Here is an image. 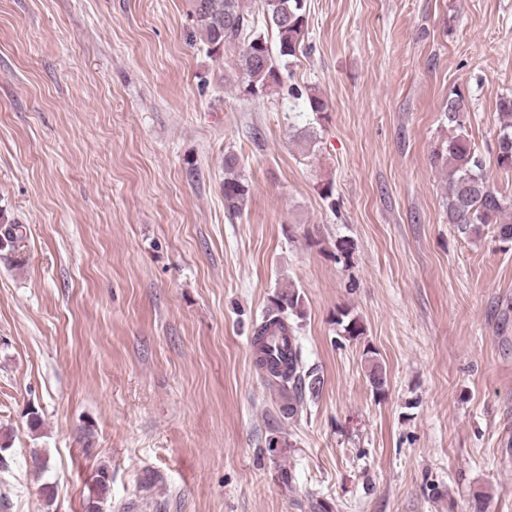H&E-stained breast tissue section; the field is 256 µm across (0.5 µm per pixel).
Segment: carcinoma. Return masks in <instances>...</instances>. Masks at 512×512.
<instances>
[{"instance_id": "carcinoma-1", "label": "carcinoma", "mask_w": 512, "mask_h": 512, "mask_svg": "<svg viewBox=\"0 0 512 512\" xmlns=\"http://www.w3.org/2000/svg\"><path fill=\"white\" fill-rule=\"evenodd\" d=\"M263 21L271 35L247 34L255 26L249 14L248 0H194V16L207 46L217 51L234 46L237 65L243 77L242 92L259 96L274 87L284 86L275 57H294L305 40L306 0H262ZM448 120V138L444 153L436 155L447 170L448 197L445 209L448 223L464 232L480 234L483 227L496 225L497 237L512 242V221L503 214L512 208V200L490 187L484 163L472 145L464 124V96L455 92L444 106ZM497 165L512 169V97L499 103V132L496 146ZM224 209L241 215L247 207L250 186L242 177L238 157L224 155ZM21 224H0V244H14L23 239ZM305 315L304 297L295 285L280 289L273 308L266 312L253 333L255 363L265 383L277 390L283 401V413L292 416L303 402L305 393H316L320 380L301 370L300 350L294 336L293 321ZM337 325L348 336L363 334L359 320L348 310L337 314ZM369 381L376 392L387 385L386 371L376 359H369ZM110 474L102 469L95 480L93 494L85 512H106Z\"/></svg>"}]
</instances>
